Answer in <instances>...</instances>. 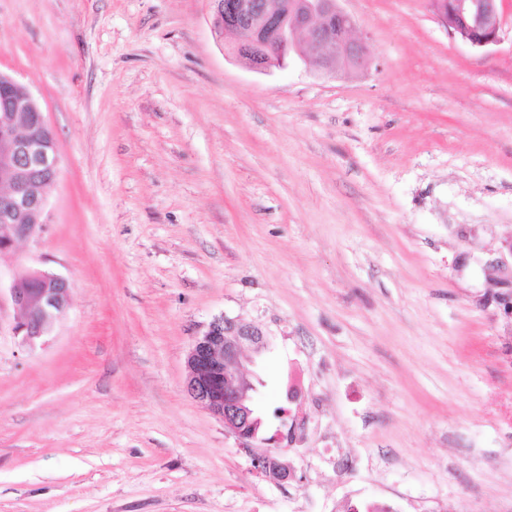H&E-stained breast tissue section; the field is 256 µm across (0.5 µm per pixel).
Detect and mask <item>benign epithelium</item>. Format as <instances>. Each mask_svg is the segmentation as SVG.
<instances>
[{
	"instance_id": "benign-epithelium-1",
	"label": "benign epithelium",
	"mask_w": 512,
	"mask_h": 512,
	"mask_svg": "<svg viewBox=\"0 0 512 512\" xmlns=\"http://www.w3.org/2000/svg\"><path fill=\"white\" fill-rule=\"evenodd\" d=\"M214 33L232 37L230 51L247 68L265 73L283 67L297 53L328 73L367 62L365 42L355 37L354 18L340 0H208ZM503 0H446L437 8L448 35L476 50L502 40ZM0 88L8 98L0 106V180L9 184L0 193V254L34 238L50 221L48 200L52 183L37 179L41 172H58L59 158L50 139L53 131L31 89L0 72ZM35 115L20 132L13 126L19 113ZM28 280L40 288L12 283L9 297L16 313L13 332L33 347L43 342L70 304L69 282L46 270H33ZM259 358L269 350L262 327L224 315L213 318L198 334L187 354L188 395L224 423L240 442L254 469L280 481L294 479L283 461L288 446L273 436L257 446L261 423L254 403V374L245 370V350Z\"/></svg>"
}]
</instances>
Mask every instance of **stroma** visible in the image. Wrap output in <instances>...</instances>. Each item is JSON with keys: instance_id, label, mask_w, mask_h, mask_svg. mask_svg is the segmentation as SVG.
<instances>
[{"instance_id": "35a3bbf8", "label": "stroma", "mask_w": 512, "mask_h": 512, "mask_svg": "<svg viewBox=\"0 0 512 512\" xmlns=\"http://www.w3.org/2000/svg\"><path fill=\"white\" fill-rule=\"evenodd\" d=\"M341 6L372 61L330 75L226 56L207 0H0L60 160L0 284L71 285L33 348L0 298V512H512V0L485 52ZM221 314L268 335L292 481L185 391Z\"/></svg>"}]
</instances>
